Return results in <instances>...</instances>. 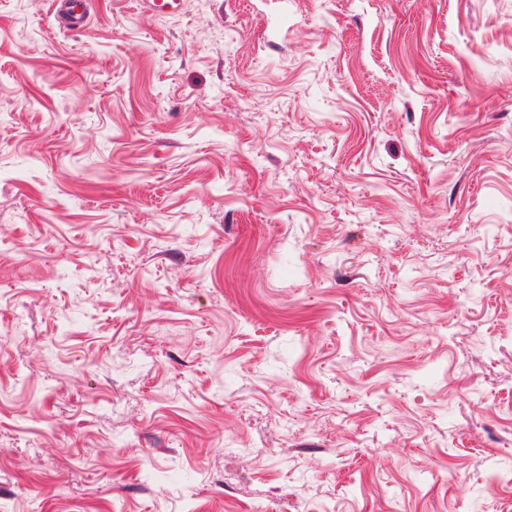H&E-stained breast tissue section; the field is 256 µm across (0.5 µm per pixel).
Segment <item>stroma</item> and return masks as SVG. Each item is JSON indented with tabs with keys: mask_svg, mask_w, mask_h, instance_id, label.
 Listing matches in <instances>:
<instances>
[{
	"mask_svg": "<svg viewBox=\"0 0 512 512\" xmlns=\"http://www.w3.org/2000/svg\"><path fill=\"white\" fill-rule=\"evenodd\" d=\"M0 512H512V0H0ZM55 16L69 31H81L88 20V0H54Z\"/></svg>",
	"mask_w": 512,
	"mask_h": 512,
	"instance_id": "1",
	"label": "stroma"
}]
</instances>
